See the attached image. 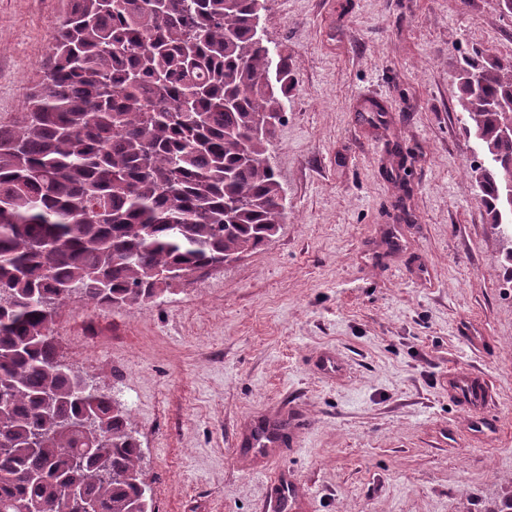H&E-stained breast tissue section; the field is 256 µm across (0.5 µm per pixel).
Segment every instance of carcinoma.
I'll list each match as a JSON object with an SVG mask.
<instances>
[{
    "label": "carcinoma",
    "instance_id": "cac0c4a2",
    "mask_svg": "<svg viewBox=\"0 0 512 512\" xmlns=\"http://www.w3.org/2000/svg\"><path fill=\"white\" fill-rule=\"evenodd\" d=\"M264 0H74L25 111L0 124V512H148L129 412L58 359L70 301L152 302L273 239L269 162L294 78L270 79ZM459 107L499 220L512 169V58L461 56Z\"/></svg>",
    "mask_w": 512,
    "mask_h": 512
}]
</instances>
